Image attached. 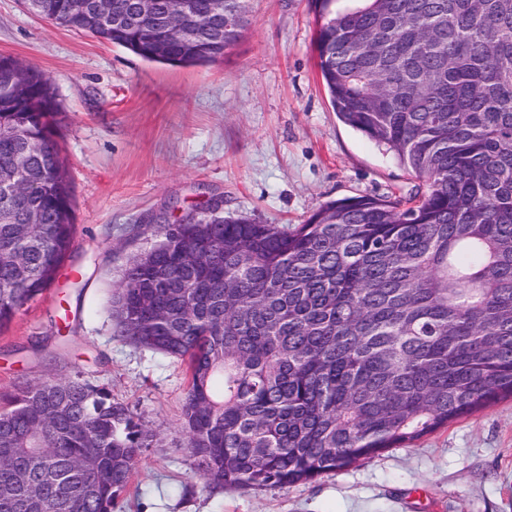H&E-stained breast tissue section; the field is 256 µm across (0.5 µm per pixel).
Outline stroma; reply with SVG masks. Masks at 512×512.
I'll use <instances>...</instances> for the list:
<instances>
[{
    "instance_id": "35a3bbf8",
    "label": "stroma",
    "mask_w": 512,
    "mask_h": 512,
    "mask_svg": "<svg viewBox=\"0 0 512 512\" xmlns=\"http://www.w3.org/2000/svg\"><path fill=\"white\" fill-rule=\"evenodd\" d=\"M252 23L214 62L169 66L0 0V56L55 85L54 134L71 183L72 252L53 286L0 329V393L80 375L157 433L115 512H512V398L311 483L211 491L182 429L183 361L117 336L108 300L154 220L203 211L302 224L343 198L422 192V181L337 118L310 0H249ZM57 350L46 370L30 347Z\"/></svg>"
}]
</instances>
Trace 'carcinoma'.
<instances>
[{
    "label": "carcinoma",
    "mask_w": 512,
    "mask_h": 512,
    "mask_svg": "<svg viewBox=\"0 0 512 512\" xmlns=\"http://www.w3.org/2000/svg\"><path fill=\"white\" fill-rule=\"evenodd\" d=\"M337 117L423 180L304 224L159 218L153 265L110 300L119 335L187 364L183 427L209 488L284 489L406 447L512 396V0H311ZM189 36L137 0H27L34 14L144 60L213 61L218 0ZM52 83L0 57V327L54 283L75 225ZM154 434L79 376L0 396V512H113ZM102 469L112 480L98 482ZM55 483L42 487L45 475Z\"/></svg>",
    "instance_id": "cac0c4a2"
}]
</instances>
